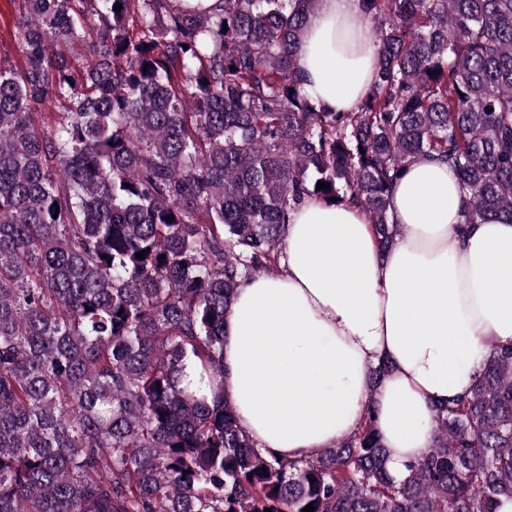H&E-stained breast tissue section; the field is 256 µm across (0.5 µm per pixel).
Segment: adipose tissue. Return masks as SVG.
<instances>
[{
	"label": "adipose tissue",
	"instance_id": "ef3b65f1",
	"mask_svg": "<svg viewBox=\"0 0 512 512\" xmlns=\"http://www.w3.org/2000/svg\"><path fill=\"white\" fill-rule=\"evenodd\" d=\"M362 14V0H318L295 48L316 105L349 112L368 93L376 46ZM462 206L456 170L422 158L390 192L404 233L389 251L357 204L310 198L290 212L280 272L245 280L224 317V397L256 448L314 455L371 404L390 475H408L432 444L433 405L468 394L512 344V223L463 225Z\"/></svg>",
	"mask_w": 512,
	"mask_h": 512
}]
</instances>
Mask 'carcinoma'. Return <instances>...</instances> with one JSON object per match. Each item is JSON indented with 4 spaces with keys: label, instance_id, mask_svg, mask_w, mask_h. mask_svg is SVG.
Returning a JSON list of instances; mask_svg holds the SVG:
<instances>
[{
    "label": "carcinoma",
    "instance_id": "obj_1",
    "mask_svg": "<svg viewBox=\"0 0 512 512\" xmlns=\"http://www.w3.org/2000/svg\"><path fill=\"white\" fill-rule=\"evenodd\" d=\"M316 3L19 0V58L0 54V512L512 501V347L433 407L401 481L370 405L290 461L254 449L224 400V313L279 271L305 198L361 203L387 250L392 186L436 155L463 223L512 220V0H363L377 68L350 112L315 105L296 66ZM50 100L62 111H38ZM188 359L212 398L183 384Z\"/></svg>",
    "mask_w": 512,
    "mask_h": 512
}]
</instances>
